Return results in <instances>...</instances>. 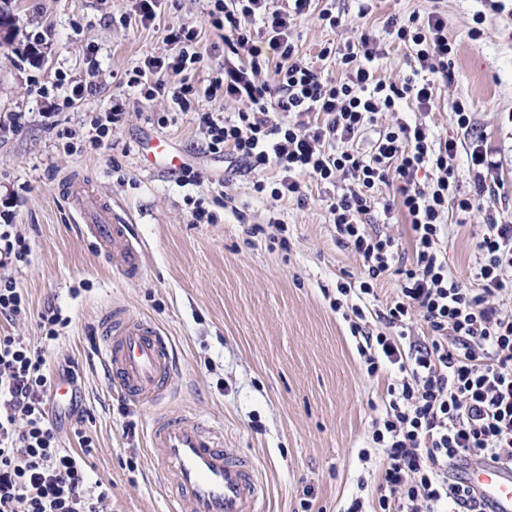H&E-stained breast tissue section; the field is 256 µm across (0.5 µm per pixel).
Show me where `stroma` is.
Listing matches in <instances>:
<instances>
[{"mask_svg": "<svg viewBox=\"0 0 512 512\" xmlns=\"http://www.w3.org/2000/svg\"><path fill=\"white\" fill-rule=\"evenodd\" d=\"M502 3L498 12L488 0H328L344 27L310 17L294 29L302 56L335 78L341 71L333 59L320 58L321 48L373 35L382 49L373 63L377 75L398 84L414 62L410 48L389 34L388 18L444 16L453 76L436 80L435 109L425 114L409 106L383 114L380 124L423 121L437 137L459 140L454 106L473 112L498 167L483 209L444 242L450 269L466 283L482 224L490 218L512 224V0ZM9 8L15 31L0 44V203H11L31 245L29 262L8 274L32 316L0 318V333L36 345V314L52 306L69 317L47 354L48 361L68 357L80 367L83 417H63L64 447H76V431L93 436L98 451L90 464L109 489L108 512H168L174 480L151 454L147 426L154 410L185 413L222 428L225 447L257 466L263 512H343L358 477L377 471L381 460L378 451L366 460L359 452L380 415L385 382L367 375L348 323L332 307L338 284L364 275L360 256L329 222L334 187L306 177L305 203L259 200L252 174L205 153L190 117L159 126L165 101L141 107L123 84L125 72L145 57L168 53L166 30L175 23L201 26L206 53L190 77L204 80L216 60L209 47L217 36L206 25L209 0H163L155 24L138 29L122 22L131 0H10ZM61 76L91 83L92 90L72 107L51 111L36 90L58 97ZM118 99L128 101V116L113 131L112 147L64 150L63 131L89 128ZM155 139L196 163L207 179H223L217 223H192L185 203L189 196L210 199L211 184L183 187L162 165H143L141 154ZM74 173L94 181L113 217L140 243L145 262L138 278L113 270L86 237L59 190ZM273 218L287 225V246L249 235L251 225ZM113 304L153 319L173 342L174 386L157 407L113 392L97 357V323Z\"/></svg>", "mask_w": 512, "mask_h": 512, "instance_id": "1", "label": "stroma"}]
</instances>
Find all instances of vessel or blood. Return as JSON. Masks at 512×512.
I'll use <instances>...</instances> for the list:
<instances>
[{
    "instance_id": "b4317fda",
    "label": "vessel or blood",
    "mask_w": 512,
    "mask_h": 512,
    "mask_svg": "<svg viewBox=\"0 0 512 512\" xmlns=\"http://www.w3.org/2000/svg\"><path fill=\"white\" fill-rule=\"evenodd\" d=\"M62 191L97 252L122 275L138 277L142 251L130 240L127 225L113 218L111 205L99 198L94 182L73 175ZM98 328L99 354L112 388L135 403H159L172 385L175 362L158 324L113 305L102 312ZM149 448L175 477L170 512H261L264 488L256 468L194 416L156 413L149 424ZM450 471L475 491L481 512H512V466L473 458L451 465Z\"/></svg>"
}]
</instances>
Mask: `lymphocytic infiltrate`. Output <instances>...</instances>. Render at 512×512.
Here are the masks:
<instances>
[{"label": "lymphocytic infiltrate", "mask_w": 512, "mask_h": 512, "mask_svg": "<svg viewBox=\"0 0 512 512\" xmlns=\"http://www.w3.org/2000/svg\"><path fill=\"white\" fill-rule=\"evenodd\" d=\"M210 2L207 22L219 31L224 56L207 79L188 77L203 55L198 26L182 23L167 29L171 54L145 58L127 73V86L141 104L163 98L191 115L210 154L253 173L256 198H303L304 176L323 185L346 180L328 212L337 235L362 258L365 276L338 286L334 309H342L343 296L369 298L379 279L399 277L396 295L375 312L384 331L358 348L370 377L389 375L385 417L371 434L383 450L372 512H476L470 489L449 481L448 464L465 456L512 463V311L502 306L512 290V224L483 225L470 286L450 270L442 242L448 211L465 225L496 163L461 105L454 115L466 135L474 192L462 190L448 166L458 142L436 138L426 123L398 122L367 145L357 140L403 103L432 110L436 78L453 75L444 17L431 11L389 20L414 61L412 77L395 84L376 76V44L366 34L321 49L341 78L309 65L292 32L313 0ZM229 101L239 109L226 116L221 108ZM270 169L275 178H267ZM393 181L411 231L406 259L397 239L362 221ZM30 254L14 212L1 210L0 268L28 262ZM416 321L425 340L411 334ZM61 323L60 309L39 314L36 345L0 334V512H105L109 494L87 463L97 451L93 437L79 434L75 449L59 438L53 389L57 380L73 385L79 377L73 360L52 366L46 359Z\"/></svg>", "instance_id": "f902f5d3"}]
</instances>
